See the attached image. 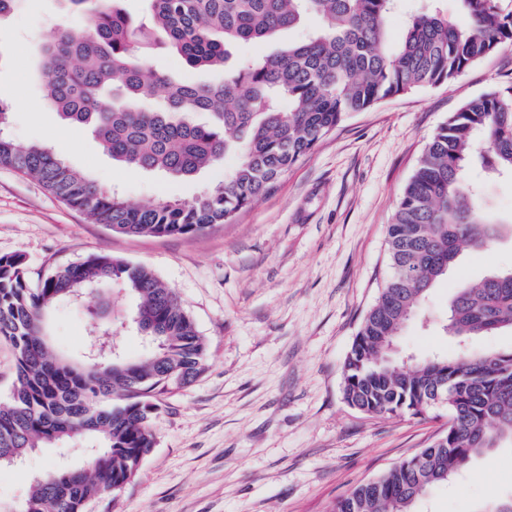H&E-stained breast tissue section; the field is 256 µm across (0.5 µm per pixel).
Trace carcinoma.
I'll return each instance as SVG.
<instances>
[{
    "instance_id": "1",
    "label": "carcinoma",
    "mask_w": 512,
    "mask_h": 512,
    "mask_svg": "<svg viewBox=\"0 0 512 512\" xmlns=\"http://www.w3.org/2000/svg\"><path fill=\"white\" fill-rule=\"evenodd\" d=\"M68 2L84 26L57 29L42 48L48 107L90 129L103 152L129 170L186 178L235 158L224 179L191 202L136 205L68 165L53 147L9 138L0 107L1 164L37 179L92 222L132 237L202 234L232 222L349 114L392 95L448 85L512 43V9L502 0H458L457 21L436 10L420 13L396 38L389 28L394 0H146L140 19L120 7L122 0ZM310 16L319 26L304 41L229 63L235 45L274 41ZM161 49L188 69L224 77L160 72L153 60ZM199 114L208 121L198 122ZM473 164L512 174V88L469 100L426 145L387 227L389 275L343 366L350 406L413 416L444 406L456 429L357 485L333 512H413L426 490L512 440V351L393 352L402 326L460 249L484 247L495 234L497 221L462 179ZM103 284H117L137 301L138 326L156 337L152 352L89 357L112 339L108 296L82 358L55 354L48 314ZM504 328L512 329V270L455 288L448 333L465 341ZM0 341L16 358L10 400L0 403V466L15 452L91 443L84 467L34 478L14 512H84L87 501L121 491L155 447L152 398L171 386L165 374L181 373L189 383L208 359L207 342L175 292L149 268L105 255L58 268L35 286L22 256H0Z\"/></svg>"
}]
</instances>
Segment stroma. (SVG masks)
I'll return each instance as SVG.
<instances>
[{
	"mask_svg": "<svg viewBox=\"0 0 512 512\" xmlns=\"http://www.w3.org/2000/svg\"><path fill=\"white\" fill-rule=\"evenodd\" d=\"M60 0H20L0 22V105L4 127L25 144L56 145L65 160L131 202L167 195L193 200L223 168L174 180L127 170L87 130L64 125L43 106L41 49L58 26L80 25ZM512 86V45L467 68L447 86L384 99L349 115L233 223L199 235L129 237L94 224L36 179L0 164V256L22 255L31 283L57 267L107 254L152 269L176 293L208 344L194 382L158 396L156 445L119 496L85 512H331L359 483L377 478L428 447L448 425L428 415L376 416L342 395V365L386 278L387 226L418 159L452 112L470 99ZM498 221L488 247L464 248L436 283L425 319L403 327L399 346L420 356L452 352L443 326L460 283L512 268V178L467 168ZM113 295L115 342L127 355L147 346L130 321L134 302L120 286L102 287L80 305L56 307L48 320L54 348L78 354L89 339L88 311ZM85 452L67 443L0 469V507L28 494L33 477ZM494 467L471 461L433 489L416 512H484L512 497V443L495 449Z\"/></svg>",
	"mask_w": 512,
	"mask_h": 512,
	"instance_id": "1",
	"label": "stroma"
}]
</instances>
